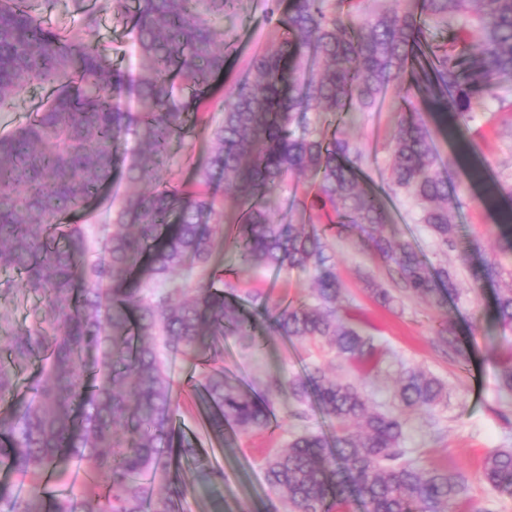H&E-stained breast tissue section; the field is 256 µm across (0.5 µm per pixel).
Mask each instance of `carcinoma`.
<instances>
[{
    "mask_svg": "<svg viewBox=\"0 0 512 512\" xmlns=\"http://www.w3.org/2000/svg\"><path fill=\"white\" fill-rule=\"evenodd\" d=\"M62 2L0 0V111L35 84L50 87L28 122L0 134V272L7 274L0 290L16 287L13 273L39 300L36 326L6 332L0 399L16 388L11 364L45 357L34 399L0 412V470L33 479L22 495L1 482L0 512H185L186 486L157 491L174 470L173 353L202 365L194 401L207 408L206 431L215 439L227 425L266 428L271 400L283 395L292 400L291 416L302 417L300 407L312 399L336 423L330 449L322 434L303 429L270 455L271 512H344L351 497L364 512H451L467 489L464 476L421 468L403 446L406 414L436 409L447 398L444 383L408 368L396 406L372 409L360 386L316 365L289 378L266 376L265 398H258L224 375V336H253L252 320L226 292L232 284L217 254L236 249L238 276L314 271L311 302L248 296L273 335L324 343L364 378L377 370L385 351L340 314L330 242L312 210L328 205L340 229L368 233L373 253L397 274L394 288L374 284L387 308L457 295V272L377 233L384 205L364 181L362 153L330 118L353 124L401 96L382 180L413 200L442 251L455 248L448 168L422 113L468 121L491 101L512 112V98L501 95L512 86V0H367L357 24L345 22L343 10L361 0H294L286 15L279 0H269L267 22L279 37L216 105L227 0H71L81 22L53 28L43 14ZM104 14L126 21L147 62L135 113L120 105L125 76L112 64V47L94 40ZM433 23L448 27V42H428ZM473 47L477 60L464 73ZM177 83L190 91L179 104ZM196 129L209 146L187 158L192 180L165 177L169 141ZM129 135L136 152L125 148ZM117 170L127 184L110 201L118 230L96 246L87 225L66 218L87 211ZM305 171L317 178L312 200L293 199L288 223L272 220L283 186ZM226 196L238 204L231 219ZM497 228L500 251L511 254L512 214L501 215ZM183 270L189 280L179 285L173 277ZM470 282L475 293L499 285L492 320L512 332V280L503 281L501 265L470 268ZM437 336L468 361L450 325H439ZM91 352L103 363L92 387L85 372ZM500 391L512 398V358L502 365ZM70 459L101 492H45L43 477L64 478ZM481 475L494 490H512V448L489 453ZM202 480L224 485V467L206 464Z\"/></svg>",
    "mask_w": 512,
    "mask_h": 512,
    "instance_id": "obj_1",
    "label": "carcinoma"
}]
</instances>
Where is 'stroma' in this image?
Returning <instances> with one entry per match:
<instances>
[{
  "mask_svg": "<svg viewBox=\"0 0 512 512\" xmlns=\"http://www.w3.org/2000/svg\"><path fill=\"white\" fill-rule=\"evenodd\" d=\"M265 0H233L224 18V40L236 44L224 75L225 87L244 74L251 58L260 53L272 38L266 21ZM97 41L112 44L116 68L127 75L131 84L121 100L128 112H138L134 90L145 72V62L123 24L105 18L95 34ZM398 115L392 101H385L378 111L365 113L360 124L347 127L351 140L363 151L368 183L381 187V171L389 153V141ZM428 128L441 157L452 158L449 191L456 200L452 210L463 241L479 242L485 259L501 258L512 269V256H501L498 229L483 198L485 184L512 182V114L499 111L497 103H488L475 122L462 124L454 116L428 118ZM484 166L485 183L472 182L471 168ZM381 200L387 224L385 236L406 238L432 265L442 260L458 261L456 253L440 254L426 225L417 220L409 198L383 190ZM336 273L342 283L341 305L348 309L352 322L363 334L371 336L388 352L382 372L364 380L363 387L373 405L389 408L395 382L403 369L419 368L439 378L448 389L447 401L432 413H411L403 445L424 468L462 473L468 490L457 512H512V495L492 490L480 479L485 457L498 448H512V402H502L498 392L501 361L512 354V336L502 335L491 318L493 293L470 290L468 268L459 270V296L439 306L423 300L406 303L404 310L381 306L371 294L374 281L389 282L386 266L375 259L364 234L356 231L331 235ZM240 291H260L275 299L297 301L312 297V278L295 271L269 275L258 271L239 282ZM447 323L462 336L470 353L462 363L442 352L435 340L434 328ZM260 348H243L237 337L224 339V372L249 386H256L267 373L285 376L303 373L310 365L321 364L336 370L339 362L327 348L315 343H289L280 337L261 333ZM287 398L273 399L271 412L274 430L247 433L227 429L224 435L223 466L226 481L220 488L195 486L189 499L194 512H266L274 495L269 488L264 463L275 451L284 449L292 434L308 427L325 438H333L336 428L316 408H308L305 422L286 413Z\"/></svg>",
  "mask_w": 512,
  "mask_h": 512,
  "instance_id": "35a3bbf8",
  "label": "stroma"
}]
</instances>
